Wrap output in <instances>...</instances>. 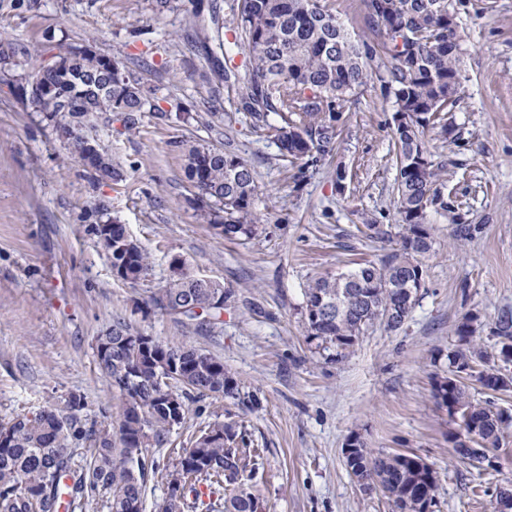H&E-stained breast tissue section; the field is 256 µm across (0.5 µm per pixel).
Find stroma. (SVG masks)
Returning a JSON list of instances; mask_svg holds the SVG:
<instances>
[{
    "label": "stroma",
    "mask_w": 512,
    "mask_h": 512,
    "mask_svg": "<svg viewBox=\"0 0 512 512\" xmlns=\"http://www.w3.org/2000/svg\"><path fill=\"white\" fill-rule=\"evenodd\" d=\"M177 3L159 15L151 0H42L40 10L0 17V39L34 57L49 55L53 33L92 40L157 88L161 109L181 105L198 116L183 124L145 112L130 134L113 115L103 140L124 177L94 185L13 82L0 81V424L64 409L73 394L85 398L81 418L117 421L122 400L101 374L95 346L122 318L165 344L220 358L255 397L247 408L214 394L192 404L151 451L161 469L172 468L199 427L235 421L263 451L258 488L268 512H390L383 494L363 491L344 465L345 443L357 435L373 452H411L435 469L433 512H492L496 488L512 481V428L491 461L462 463L448 442L459 423L437 406L432 388L448 369L463 315L487 325L512 308V0H452L462 57L454 140L445 145L430 132L424 142L456 174L444 189L447 210L427 214L426 286L400 330L369 329L337 362L304 340L306 291L396 246L366 234L367 225L397 219L392 100L371 80L344 112L333 153L294 180L271 139L230 122L228 101L211 104L201 79L212 69L200 49L211 34L209 11L217 4L229 15L232 0ZM228 128L255 170L261 220L254 237L237 241L198 223L178 147L223 144ZM98 204L148 254L150 270L138 283L119 280L98 246ZM455 222L487 230L459 247L450 237ZM176 257L235 292L211 333L145 306Z\"/></svg>",
    "instance_id": "obj_1"
}]
</instances>
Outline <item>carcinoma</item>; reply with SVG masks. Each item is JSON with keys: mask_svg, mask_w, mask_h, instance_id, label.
<instances>
[{"mask_svg": "<svg viewBox=\"0 0 512 512\" xmlns=\"http://www.w3.org/2000/svg\"><path fill=\"white\" fill-rule=\"evenodd\" d=\"M237 0L215 40L219 50H248L249 79L244 87L229 66L214 76L237 92L235 111L250 127L267 131L283 165L306 160L317 163L334 148L341 113L376 77L393 96L394 109L409 114L394 125L396 160L397 247L376 262H363L336 277H321L307 289L306 306L334 308L326 319L304 311L305 340L318 348L334 349L343 359L367 331L379 324L390 331L403 327L425 287L421 258L432 249L426 225L428 209L448 210L442 188L448 162L425 150L424 135L437 131L443 141L452 133V112L461 99L458 35L448 27V0H361L363 21L375 43L362 52L336 15L331 0ZM41 0H0V16L37 11ZM45 65L28 66L27 53L10 41L0 42V77L26 68L18 84L23 100L43 114L56 135L77 133L64 140L70 154L83 160V143L100 152L103 173L119 181L123 170L102 145L99 129L112 113L123 114L128 132L139 128L141 113L160 119L170 114L152 104L156 90L147 88L122 62L97 52L90 43L56 44ZM379 56L378 69L370 66ZM38 76L44 91L28 98V80ZM183 169L194 188L198 220L228 239L250 236L259 218L254 212L256 177L249 163L226 149L181 142ZM93 228L97 244L112 267L125 269V281L146 277L147 253L130 237L126 226L105 217ZM484 224H452L451 238L459 246L485 232ZM179 272L152 294L149 304L184 325L206 331L220 323L233 291L223 283L188 273L181 259ZM480 317L467 313L456 328L458 344L448 351V375L436 379L433 396L440 407L462 410L477 429L472 446L454 449L463 463L480 467L486 452L499 448L512 413L471 398L463 379L474 377L487 391L507 392L512 377L503 373L512 363V309L498 312L489 335L495 354L476 342ZM135 329L123 319L98 337V368L122 398L117 432L110 424L86 423L79 413L81 395H72L62 410L18 415L0 426V512H58L60 496L68 508L85 507L106 499L110 512H144L149 477L159 465L148 449L167 442L181 425L189 403L222 394L242 405L243 395L220 359L192 345L169 346L151 336L134 338ZM261 449L250 447L246 430L235 422L209 423L192 435L189 446L166 473L167 494L156 512H257L265 500L256 489ZM347 470L380 487L392 512H424L435 503L436 472L419 456L390 453L376 456L361 446L344 456ZM222 489L221 499L205 502L200 485Z\"/></svg>", "mask_w": 512, "mask_h": 512, "instance_id": "obj_1", "label": "carcinoma"}]
</instances>
